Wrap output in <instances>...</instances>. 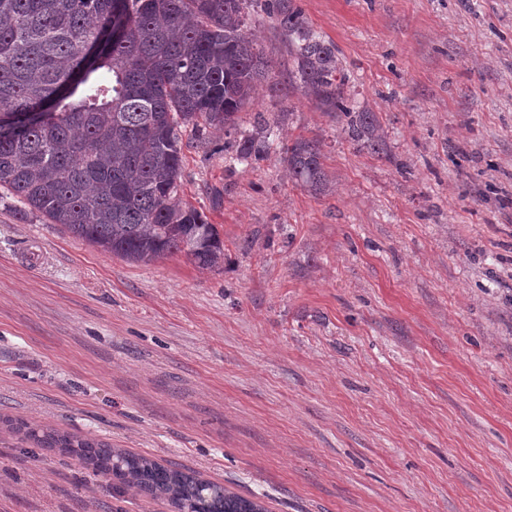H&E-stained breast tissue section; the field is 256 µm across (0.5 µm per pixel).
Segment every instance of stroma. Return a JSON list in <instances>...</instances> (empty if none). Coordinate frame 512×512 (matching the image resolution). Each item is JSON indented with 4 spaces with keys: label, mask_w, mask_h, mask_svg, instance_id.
I'll use <instances>...</instances> for the list:
<instances>
[{
    "label": "stroma",
    "mask_w": 512,
    "mask_h": 512,
    "mask_svg": "<svg viewBox=\"0 0 512 512\" xmlns=\"http://www.w3.org/2000/svg\"><path fill=\"white\" fill-rule=\"evenodd\" d=\"M296 4L386 152L289 83L287 35L249 10L273 73L239 128L317 139L329 184L276 149L226 166L220 131L187 149L218 268L129 262L0 198V512H170L14 420L267 512H512V0Z\"/></svg>",
    "instance_id": "obj_1"
}]
</instances>
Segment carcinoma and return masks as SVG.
Instances as JSON below:
<instances>
[{
	"mask_svg": "<svg viewBox=\"0 0 512 512\" xmlns=\"http://www.w3.org/2000/svg\"><path fill=\"white\" fill-rule=\"evenodd\" d=\"M253 0H0V188L24 213L132 262L182 254L200 269L224 260L216 225L180 199L185 153L210 131L231 133L271 66L246 24ZM288 33L306 90L349 139L385 152L375 114L346 104L334 48L292 0H264ZM273 129L235 140L257 157ZM289 178L318 195L329 183L319 141L282 147ZM37 448H59L118 487L175 512H265L260 501L191 471L167 468L93 436L10 423Z\"/></svg>",
	"mask_w": 512,
	"mask_h": 512,
	"instance_id": "cac0c4a2",
	"label": "carcinoma"
}]
</instances>
